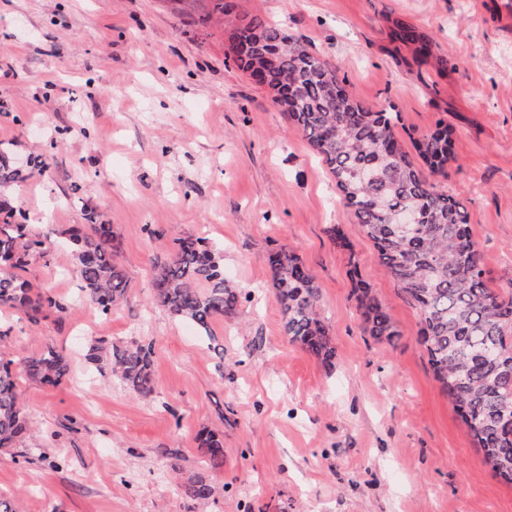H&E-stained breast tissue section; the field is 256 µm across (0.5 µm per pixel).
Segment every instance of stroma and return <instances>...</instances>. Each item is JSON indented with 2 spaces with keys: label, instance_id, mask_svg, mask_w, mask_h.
Segmentation results:
<instances>
[{
  "label": "stroma",
  "instance_id": "obj_1",
  "mask_svg": "<svg viewBox=\"0 0 512 512\" xmlns=\"http://www.w3.org/2000/svg\"><path fill=\"white\" fill-rule=\"evenodd\" d=\"M241 2L286 23L363 105L394 107L401 141L448 123L450 158L434 181L463 201L490 286L512 293V29L484 16L486 0ZM208 10L0 0V142L19 161L51 156L44 174L6 190L47 251L21 276L63 306L36 324L0 312V359L49 347L70 358L58 387L20 379L31 432L0 448V497L18 512H512V484L493 475L434 377L415 307L287 113L226 58ZM397 20L427 35L432 60L394 40ZM90 210L111 224L129 279L108 316L78 305L61 245ZM189 235L223 248L224 275L246 294L212 325L220 355L151 303L155 261ZM280 245L321 289L332 364L283 332L267 264ZM354 270L397 342L365 335ZM139 338L153 350L147 398L86 359L96 340ZM205 428L224 435L222 468L200 454ZM175 465L208 476L207 505L172 479Z\"/></svg>",
  "mask_w": 512,
  "mask_h": 512
}]
</instances>
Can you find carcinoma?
<instances>
[{"label":"carcinoma","instance_id":"1","mask_svg":"<svg viewBox=\"0 0 512 512\" xmlns=\"http://www.w3.org/2000/svg\"><path fill=\"white\" fill-rule=\"evenodd\" d=\"M211 2V14L226 25L233 64L260 86L277 88L283 99H292L283 111L326 164L381 265L415 305L419 341L442 391L493 474L512 483V296L489 286L464 204L425 178L398 142L399 113L365 107L347 92L337 69L288 33L287 25L259 14L239 15L231 0ZM394 38L415 56L428 57V41L415 28L398 22ZM452 134L440 122L413 139L418 158L434 174L448 163ZM23 177L12 150L1 144L0 184ZM86 220L62 234L80 297L97 314L108 316L126 299L129 280L112 225L94 211ZM41 245L26 211L0 203V309H22L35 323L63 310L52 295L33 291L19 275L26 258L42 254ZM268 265L288 341L332 362L335 349L319 312L321 289L315 277L290 247L270 250ZM152 288L153 304L190 322L210 341L215 340L212 320L235 314L242 299L224 276V250L202 237L176 240L173 253L154 265ZM352 296L364 333L386 342L398 336L387 309L356 271ZM88 358L108 366L131 393L154 392L150 344L99 341L89 347ZM14 364L26 378L51 387L61 385L70 368L68 355L54 347L17 362H0V448L14 447L29 430ZM198 441L210 467L224 463V443L216 432L206 430ZM183 485L200 504L212 496V486L196 472Z\"/></svg>","mask_w":512,"mask_h":512}]
</instances>
